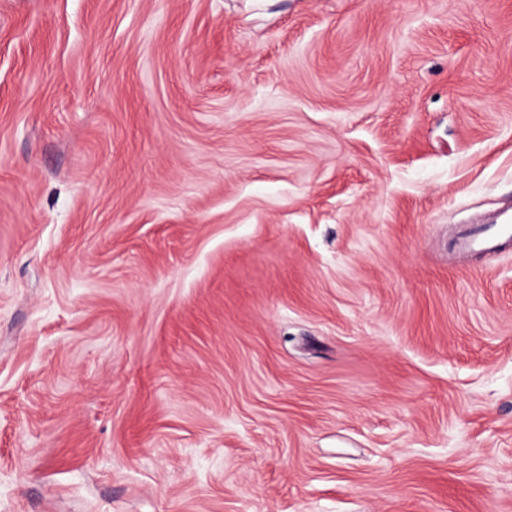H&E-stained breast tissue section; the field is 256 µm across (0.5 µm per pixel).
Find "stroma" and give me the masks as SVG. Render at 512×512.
I'll use <instances>...</instances> for the list:
<instances>
[{"label":"stroma","instance_id":"35a3bbf8","mask_svg":"<svg viewBox=\"0 0 512 512\" xmlns=\"http://www.w3.org/2000/svg\"><path fill=\"white\" fill-rule=\"evenodd\" d=\"M512 0H0V512H512ZM512 219H504L501 224H491L486 226L468 238L464 239L462 246L468 250L475 251H494L502 237L512 236Z\"/></svg>","mask_w":512,"mask_h":512}]
</instances>
